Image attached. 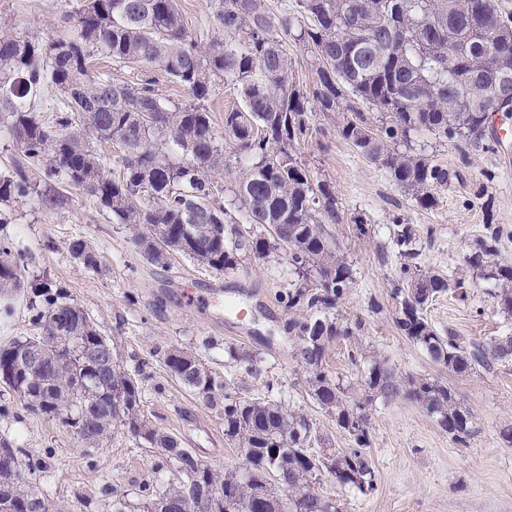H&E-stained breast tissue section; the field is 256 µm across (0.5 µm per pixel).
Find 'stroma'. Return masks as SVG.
<instances>
[{
    "instance_id": "obj_1",
    "label": "stroma",
    "mask_w": 512,
    "mask_h": 512,
    "mask_svg": "<svg viewBox=\"0 0 512 512\" xmlns=\"http://www.w3.org/2000/svg\"><path fill=\"white\" fill-rule=\"evenodd\" d=\"M189 32L198 42L218 36L215 0H178ZM69 0H0V17L15 33L39 41L63 34L60 15ZM415 152L444 165L448 183L432 187L435 202L418 207L390 180L338 138L330 121L319 123L314 139L299 145L298 157L318 181L334 191L347 223L330 231L356 275L336 308L339 321L354 327L367 356L385 361L401 378L440 381L473 412L474 433L455 442L415 401L376 400L370 412L367 453L376 489L364 495L321 476L313 488L333 499L340 512H512V443L501 437L512 428V365L497 373L449 372L431 361L395 325L398 303L392 296L396 259L391 248L394 221L431 231L421 242L419 263L461 280L429 305L427 317L441 334L463 341L512 333V318L488 294L492 286L472 270L465 256L484 225L503 228L498 263H512V160L503 150L469 148L461 152L428 132L413 135ZM51 204L37 199L0 201V237L8 236L28 256L26 282L63 288L85 310L116 358L129 373H141L143 414L175 434L218 470L241 467L242 449L224 441V415L185 392L168 374L156 350L177 346L200 349L204 363L240 397L264 393L307 414L321 445L343 450L350 437L313 400L296 343L286 330L282 301L294 274L286 259L270 254L244 264L233 275L198 266L182 255L168 266L148 263L125 225L112 221L90 196L62 184L39 185ZM365 234H358L356 221ZM92 243L98 272L75 261L69 243ZM208 349H201L202 339ZM235 346L257 361L261 374L243 377L225 351ZM0 434L26 456L45 457L46 467L31 485L50 512H112V490L137 497L144 484L174 479L172 469L156 471V457L126 433L115 432L103 447L88 449L59 421L25 412L0 384Z\"/></svg>"
}]
</instances>
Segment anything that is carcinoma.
<instances>
[{"instance_id": "1", "label": "carcinoma", "mask_w": 512, "mask_h": 512, "mask_svg": "<svg viewBox=\"0 0 512 512\" xmlns=\"http://www.w3.org/2000/svg\"><path fill=\"white\" fill-rule=\"evenodd\" d=\"M222 35L206 45L189 33L177 0H77L63 15L66 32L45 43L0 25V118L20 151L11 174L0 178V200L36 194L29 172L97 199L115 224L128 226L143 258L168 265L167 249L224 275L250 259L282 253L297 281L284 295L288 333L309 370L312 398L349 434L355 447L315 450L321 440L307 415L259 395L242 399L193 353L160 351L169 374L186 390L224 411V437L244 449L239 470L218 472L148 423L140 407V379L126 372L79 305L48 282L25 288L27 255L0 239V300L25 298L36 336L0 345V381L33 414L71 428L87 448H100L115 427L156 453L155 469L172 464L177 481L146 485L137 502L112 489V512H338L311 487L312 467L362 494L375 490L365 449L368 408L376 399L404 397L436 417L458 443L471 434L473 413L437 380L400 381L384 362L365 364L348 352L363 397L351 401L326 370L332 342L357 341L338 322L336 307L354 280L352 265L328 229L343 216L326 182L298 160L297 145L318 131L315 117L334 123L336 135L384 167L394 185L423 208L430 187L448 182V169L400 144L428 131L467 146L495 150L488 136L485 94L496 83L512 91V15L498 0H296L277 14L269 0H218ZM310 54L311 79L296 81L287 37ZM99 51L118 63L161 72L179 82L190 102L169 105L149 75L138 86L112 81L90 68ZM230 85L242 107L224 113V132L203 102L218 84ZM45 86L65 97L66 111L45 122L31 100ZM381 114L374 122L371 112ZM119 150L117 176L106 170L97 145ZM279 224L273 235L267 225ZM500 227L487 224L470 244L466 263L480 269L497 256ZM398 265L392 295L397 328L437 365L455 374L493 372L512 365V339L498 336L464 347L443 336L425 310L448 291L447 277L419 265L420 233L410 224L392 231ZM71 256L98 270L94 247L76 239ZM488 295L512 316V265L488 274ZM247 377L260 375L249 355L229 348ZM43 458H22L0 437V512H43L44 499L28 495V474Z\"/></svg>"}]
</instances>
